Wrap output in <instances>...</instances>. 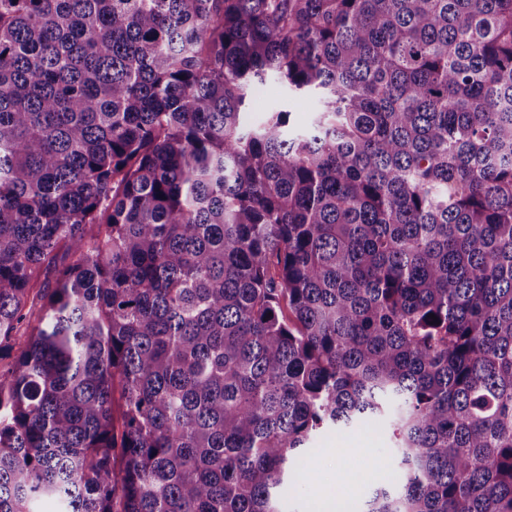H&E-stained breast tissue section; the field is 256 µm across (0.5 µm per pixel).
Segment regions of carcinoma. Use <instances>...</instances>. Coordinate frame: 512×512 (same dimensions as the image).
Returning a JSON list of instances; mask_svg holds the SVG:
<instances>
[{
    "mask_svg": "<svg viewBox=\"0 0 512 512\" xmlns=\"http://www.w3.org/2000/svg\"><path fill=\"white\" fill-rule=\"evenodd\" d=\"M1 352L0 512H512V0H0ZM270 90L269 95L265 98L259 106L253 94V111L247 113V120L250 122L263 121L268 112H263L266 108L268 111L287 110L291 112L290 123L294 127L307 126L313 116L314 112L319 107L315 98H309L304 104L296 105L295 101L288 97V92L281 87V85L273 79H270L264 86ZM392 445L388 417L323 433L303 459L296 482L298 496L294 503H289V510L317 512L316 507H322V501L336 499L338 492L342 493L343 500L361 504L386 479L379 478L381 473L393 472L398 480L395 468L380 466L382 459H388ZM360 464L365 465L364 469H358ZM339 469H344L351 477L343 486L336 485ZM357 471L367 477L354 484L353 474Z\"/></svg>",
    "mask_w": 512,
    "mask_h": 512,
    "instance_id": "cac0c4a2",
    "label": "carcinoma"
}]
</instances>
